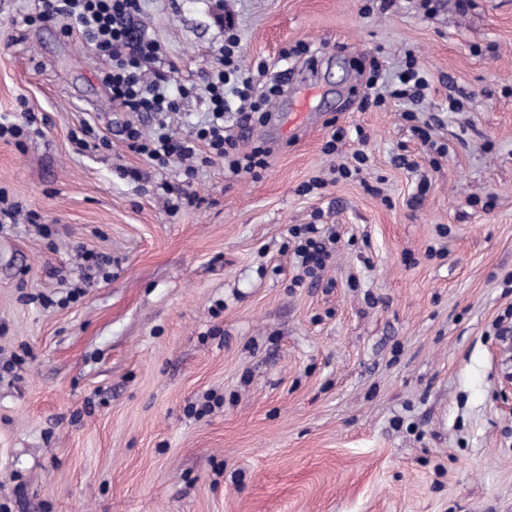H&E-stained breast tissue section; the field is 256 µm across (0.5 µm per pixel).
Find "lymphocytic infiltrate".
Masks as SVG:
<instances>
[{"label": "lymphocytic infiltrate", "mask_w": 512, "mask_h": 512, "mask_svg": "<svg viewBox=\"0 0 512 512\" xmlns=\"http://www.w3.org/2000/svg\"><path fill=\"white\" fill-rule=\"evenodd\" d=\"M141 11V0H35L34 12L27 23L58 25L62 35L79 34L103 60L102 83L114 102L128 112H177L178 107L164 89L166 75L155 73L146 78L150 64L159 61L160 44L134 26L133 19ZM237 35L227 36L219 67L210 75L200 94L208 104L209 119L198 129L195 138L176 134L171 124L159 123L157 130L144 134L139 126L124 127L128 148L159 168L177 160L188 161V175H195L196 164L222 160L232 173L259 175L268 167V149L257 146L245 156L236 153L237 142L224 124L225 112L238 110L247 122L267 123L271 117L269 102L278 96L280 87L270 89L267 96L254 98L253 78L240 65ZM379 74H372L366 88L375 101L390 96L398 99H419L427 80L417 66L414 55H407L398 74V87L382 91ZM289 234L294 242L293 253L304 275L317 278L331 257L329 246L335 234H322L317 225L293 226Z\"/></svg>", "instance_id": "f902f5d3"}]
</instances>
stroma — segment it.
<instances>
[{
	"instance_id": "obj_1",
	"label": "stroma",
	"mask_w": 512,
	"mask_h": 512,
	"mask_svg": "<svg viewBox=\"0 0 512 512\" xmlns=\"http://www.w3.org/2000/svg\"><path fill=\"white\" fill-rule=\"evenodd\" d=\"M33 8L0 0V118L30 124L0 140V190L38 217L0 224V503L512 512V0H142L180 135L227 27L255 96L283 88L268 124L225 118L267 170L190 180L128 149L80 35L15 27ZM409 51L422 100L363 106L362 65L391 78ZM84 124L99 146L72 143ZM337 127L365 137L324 154ZM300 224L339 235L315 285L293 282ZM79 245L112 263L68 303Z\"/></svg>"
}]
</instances>
